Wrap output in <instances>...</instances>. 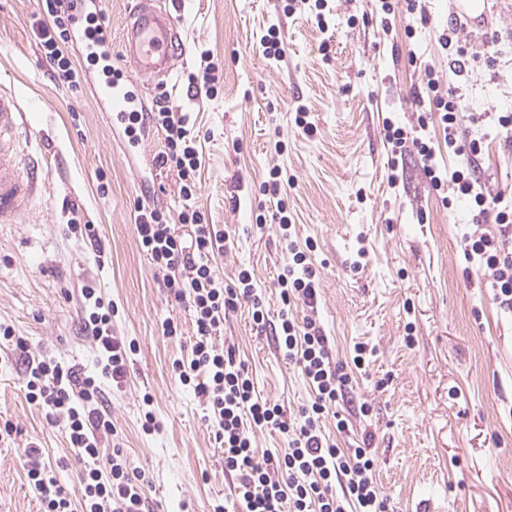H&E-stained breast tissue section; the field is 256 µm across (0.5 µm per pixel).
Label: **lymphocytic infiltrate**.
Returning <instances> with one entry per match:
<instances>
[{
  "mask_svg": "<svg viewBox=\"0 0 512 512\" xmlns=\"http://www.w3.org/2000/svg\"><path fill=\"white\" fill-rule=\"evenodd\" d=\"M50 21L43 29L41 47L54 75L78 84L79 73L67 53L79 33V18L94 20L98 11L89 0H39ZM425 109L418 118L423 130L437 121L440 138L414 135L392 120H384V137L391 147L390 183H397L399 158L411 152L419 158L434 190L443 192V205L466 202L476 216L491 221L490 229L462 240L467 271L489 274L492 298L499 308L512 314V195L491 190L474 168L484 145L465 130L463 123L477 125L484 113L467 112L463 97L455 89L441 90L433 71H426ZM186 115L164 105L149 112H132L126 118L125 135L139 139L146 127L161 130L165 146L153 158L158 169L176 171L180 195L186 202L180 222L188 229L180 235L157 209L138 207L136 230L142 250L152 263L168 273L176 301L187 305L196 326L189 356L174 360L172 367L182 385L202 399L205 417L215 440L224 450V468L236 478L234 492L215 512H389L387 497L375 477V458L369 448H340L320 428L323 414L335 407L349 387L350 376L335 360L323 328L312 318L297 319L298 307H314L320 284L309 253L296 241L295 226L280 196L283 181L279 170H271L261 184L263 194L277 198L272 219L288 252V261L277 276L282 308L276 340L280 352L295 363L314 397L301 412L297 425H288L278 405L255 397L244 364L232 351L216 347L227 314L240 301L252 305V318L264 327L265 312L256 280L249 270H240L234 284H225L215 269L216 256L235 244L228 229L209 223L204 212L191 206L196 193L202 157L187 127ZM444 143L456 160L454 169L443 170L437 143ZM84 329L96 352L95 370L59 362L40 355L29 360L25 377L26 399L41 407L49 423L61 428L75 455L82 461V496L73 502L55 478L50 464L36 443L24 449L26 478L37 491L41 512H151L144 492L145 476L131 470L120 450L103 456L117 429L102 405L100 381L120 383L126 375L135 343L112 333L115 307L85 289ZM276 430L286 435L288 446L258 464L248 427Z\"/></svg>",
  "mask_w": 512,
  "mask_h": 512,
  "instance_id": "obj_1",
  "label": "lymphocytic infiltrate"
}]
</instances>
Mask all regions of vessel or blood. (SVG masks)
<instances>
[{
  "label": "vessel or blood",
  "mask_w": 512,
  "mask_h": 512,
  "mask_svg": "<svg viewBox=\"0 0 512 512\" xmlns=\"http://www.w3.org/2000/svg\"><path fill=\"white\" fill-rule=\"evenodd\" d=\"M179 28L176 15L157 10L151 0H138L127 20L119 54L125 82L101 80L95 87L112 120L128 112L134 102L133 90L141 82L175 74L182 59ZM27 125L15 96L0 90V224H22L30 215L40 170L19 162L16 154L17 138Z\"/></svg>",
  "instance_id": "vessel-or-blood-1"
}]
</instances>
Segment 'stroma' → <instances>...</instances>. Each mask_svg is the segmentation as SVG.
Listing matches in <instances>:
<instances>
[{"label": "stroma", "mask_w": 512, "mask_h": 512, "mask_svg": "<svg viewBox=\"0 0 512 512\" xmlns=\"http://www.w3.org/2000/svg\"><path fill=\"white\" fill-rule=\"evenodd\" d=\"M155 4L180 17L185 54L176 91L143 85L139 97L149 109L166 97L172 111L189 117L204 156L192 204L239 236L218 256L219 275L231 284L250 270L269 316H277V275L287 257L270 219L276 202L259 186L281 169L291 179L285 203L297 241L315 246L320 297L313 314L333 356L348 365L356 344L372 349L352 373L348 404L323 418L325 436L341 448L369 445L393 512H512V317L490 299L487 276L464 272L460 241L474 229L468 206L443 207L412 154L399 165V185L390 186L383 132L388 116L417 130L413 92L433 69L470 111L487 113L471 129L485 141L477 173L491 189L512 193V153L494 118L512 113V0H490L484 23L458 32L456 0H426V20L410 39L401 6L382 30V0H331L325 31L310 19L313 5L288 15L286 0ZM45 23L37 0H0V88L15 92L29 111L31 133L20 137L19 152L42 170L28 222L0 224V324L28 344L24 351L0 348V424L18 429L13 441L0 443V512L40 510L23 466L31 441L43 448L59 484L80 496L81 463L60 429L26 401L23 386L30 353L94 369L83 332L87 286L117 305L112 330L137 345L124 384H104V407L131 467L148 480L154 512H214L233 493L235 477L224 469L202 404L172 368L189 354L196 327L167 288L165 270L142 251L134 223L140 204L178 223L180 181L152 165L162 132L146 129L133 146L113 126L93 95L101 68L81 43L69 53L83 85L53 76L40 45ZM273 24L287 47L280 62L262 54L260 40ZM451 33L466 41L471 57L458 76L449 75L450 52L442 47ZM205 50L223 72L212 95L188 88ZM301 105L314 135L295 123ZM103 181L105 194L98 189ZM260 215L267 221L259 230ZM78 224L96 225L103 252L83 241ZM168 319L178 322L180 335H165ZM222 345L248 366L257 396L296 423L312 391L272 333L256 330L250 303L229 314ZM146 395L152 406L143 404ZM363 405L368 414L360 413ZM148 409L159 423L151 434L141 428ZM340 417L348 421L342 433Z\"/></svg>", "instance_id": "stroma-1"}]
</instances>
